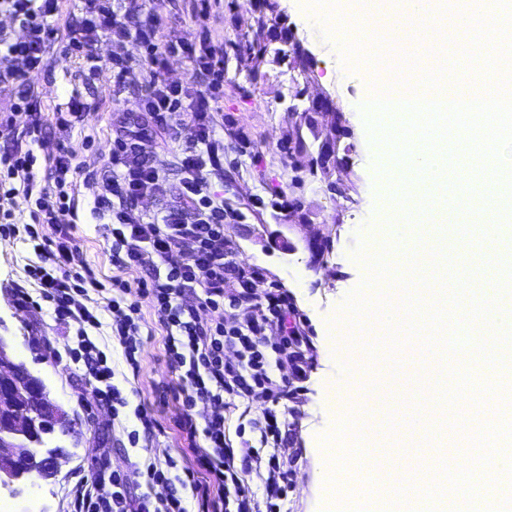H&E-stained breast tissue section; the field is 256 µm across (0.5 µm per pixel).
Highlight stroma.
<instances>
[{"instance_id": "stroma-1", "label": "stroma", "mask_w": 512, "mask_h": 512, "mask_svg": "<svg viewBox=\"0 0 512 512\" xmlns=\"http://www.w3.org/2000/svg\"><path fill=\"white\" fill-rule=\"evenodd\" d=\"M117 14L134 24L157 23L160 36L199 41L210 35L224 47V204L235 210L236 220L224 227L233 259L255 270V288L286 290L314 345V360L303 389L289 401L299 421L293 430L288 489V512H329L326 461L332 458L331 435L339 417L333 398L340 387L365 374L378 375L391 387L394 398L381 422L386 445L395 447V459L409 466L398 451L399 423L412 409L427 407L428 387L415 361L406 351L389 354L380 348L376 357L358 358L345 353L339 341L350 323L344 312L347 296L361 286L365 271L350 257L359 239H372L382 230L379 217L391 204L380 183L381 163L371 150L366 120L356 106L362 92L361 70L338 66L335 44L324 25L314 22L302 0H212L207 14L193 9V0H112ZM80 0H60L59 14L51 23L57 34L44 64L30 72L27 85L44 115L40 138L26 137L29 117L11 112L9 92L0 93V116H10L13 134L0 133V156L18 149L31 151L38 185L49 183L45 160L66 147L80 166L91 170L109 164L112 149V115L127 113L131 123L161 140L160 127L140 106L144 92L138 85L121 86L112 59H136L135 42L115 43L103 33H90L84 55L63 53L68 26L79 21ZM306 51L297 60L290 40ZM91 104L82 123L64 128L56 114L71 96ZM330 99V109L310 111L313 99ZM304 150H297V142ZM337 144V166L327 169L320 151ZM190 146L189 137L165 144L155 156L166 177L139 200L144 213L175 204L180 199L181 174L177 156ZM95 184L78 180L72 202L76 210V236L83 260L96 278L110 284L118 270L105 244V230L93 207ZM22 236L0 237V339L12 356L40 377L50 397L71 420L69 433L48 435V447L65 453L55 474L32 473L14 482L10 496L13 512H70L69 491L90 478L101 466L127 468L143 454L130 447L126 430L139 428L133 407L154 400L169 382L164 358L165 334L153 329L145 337L136 376H129L121 348L115 347L111 319L102 316L100 329L91 336L108 351L129 401L122 417L123 431H113L112 414L97 405L94 386L69 358L53 359L46 350H65L69 329L59 323L48 301L26 309L16 304L17 288L31 296L39 290L28 278L29 265L37 263Z\"/></svg>"}]
</instances>
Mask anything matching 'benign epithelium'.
Wrapping results in <instances>:
<instances>
[{
  "label": "benign epithelium",
  "mask_w": 512,
  "mask_h": 512,
  "mask_svg": "<svg viewBox=\"0 0 512 512\" xmlns=\"http://www.w3.org/2000/svg\"><path fill=\"white\" fill-rule=\"evenodd\" d=\"M15 363L0 338V487L9 488L24 474L22 461L36 427L49 420H65L64 413L49 398L42 381L33 379L22 393L23 402L13 400L11 383Z\"/></svg>",
  "instance_id": "1"
}]
</instances>
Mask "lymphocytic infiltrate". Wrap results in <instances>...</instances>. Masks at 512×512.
<instances>
[{"label":"lymphocytic infiltrate","instance_id":"1","mask_svg":"<svg viewBox=\"0 0 512 512\" xmlns=\"http://www.w3.org/2000/svg\"><path fill=\"white\" fill-rule=\"evenodd\" d=\"M25 28L24 40L0 34V85L19 90L13 111L29 116L27 135H38L42 114L22 93L28 72L39 69L55 36L48 19L59 0H0ZM84 18L70 27L66 52L81 51L89 32L103 30L116 41L133 40L143 50L142 66L116 59V79L124 84L143 80L148 89L142 108L168 137L189 134L193 147L178 165L182 197L179 206L157 214L138 210L143 192L166 176L164 167L150 163L147 143L127 123H119L112 141V173L102 179L95 200L98 217L106 218L111 240L113 295L103 306L91 305L89 292L100 284L85 265L65 201V189L79 173L72 155L59 150L49 170L53 193L36 189L32 153L0 157V235L15 234L12 203L18 194L36 195L27 240L39 257L27 275L43 300L52 302L59 321L73 326L76 346L69 354L83 363L95 383L99 402L112 410L128 400L114 379L110 357L90 337L99 328V311L112 318V335L131 369H138L143 347V317L129 293L149 297L153 320L165 331V353L172 381L168 386L179 404L177 428L186 451L165 461L153 458L131 463L128 470L99 472L74 491L75 512H189L170 473L181 469L196 501V512H285L288 503V441L292 424L277 406L294 398L311 363V342L300 323H289L291 304L278 288L256 291L243 269L230 258L224 236V196L214 183L224 179V49L186 40L162 41L153 25L133 26L116 14L112 0H82ZM180 53L193 73L186 83L170 82L166 60ZM182 112L185 128L170 127L166 115ZM208 319H201V312ZM256 409L250 419L252 439L233 447L224 415L237 404ZM207 406L197 421V406ZM145 479L150 493L135 498L131 488ZM259 479L253 491L251 479ZM109 493H102V486ZM162 494H154V487Z\"/></svg>","mask_w":512,"mask_h":512}]
</instances>
